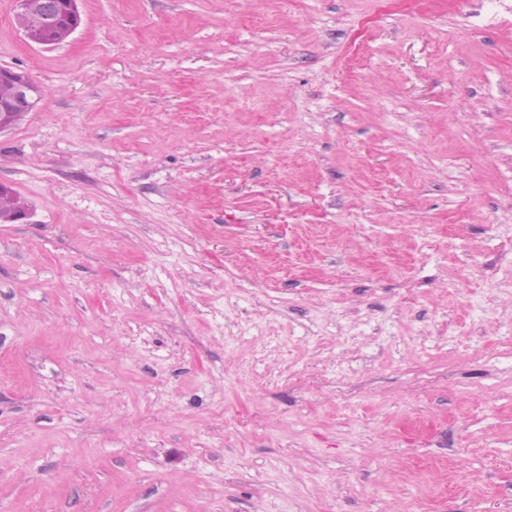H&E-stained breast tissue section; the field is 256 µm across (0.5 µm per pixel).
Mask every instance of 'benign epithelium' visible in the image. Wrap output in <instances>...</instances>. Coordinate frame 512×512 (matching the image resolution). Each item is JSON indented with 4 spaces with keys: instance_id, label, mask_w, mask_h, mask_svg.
I'll return each instance as SVG.
<instances>
[{
    "instance_id": "benign-epithelium-1",
    "label": "benign epithelium",
    "mask_w": 512,
    "mask_h": 512,
    "mask_svg": "<svg viewBox=\"0 0 512 512\" xmlns=\"http://www.w3.org/2000/svg\"><path fill=\"white\" fill-rule=\"evenodd\" d=\"M79 0H16L14 22L32 44L55 45L53 24L59 15L68 19V33L81 23ZM0 84L9 87L6 97L0 99V134L16 126L17 116L31 112L41 97V89L21 70L0 68ZM14 198V204L0 209V224H23L29 216V204L9 184L0 182V197Z\"/></svg>"
}]
</instances>
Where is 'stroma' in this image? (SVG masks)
<instances>
[{
	"mask_svg": "<svg viewBox=\"0 0 512 512\" xmlns=\"http://www.w3.org/2000/svg\"><path fill=\"white\" fill-rule=\"evenodd\" d=\"M0 0V512H512V0ZM80 0H16L14 22L32 44L49 47L53 40V24L59 15L68 19L69 36L79 27ZM0 84L9 87V93L0 99V134L21 124L27 115L20 113L31 112L41 97V89L32 81L29 75L21 70L0 68ZM14 198V204L7 209H0V224H23L29 216V204L22 199L9 184L0 182V197Z\"/></svg>",
	"mask_w": 512,
	"mask_h": 512,
	"instance_id": "35a3bbf8",
	"label": "stroma"
}]
</instances>
